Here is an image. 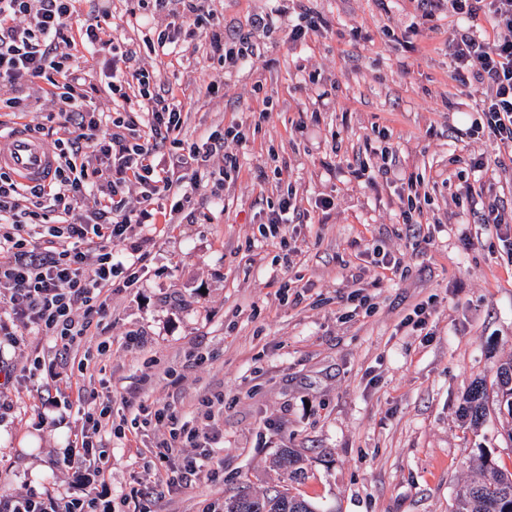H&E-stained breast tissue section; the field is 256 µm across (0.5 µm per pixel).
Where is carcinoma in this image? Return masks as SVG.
Instances as JSON below:
<instances>
[{
	"label": "carcinoma",
	"instance_id": "1",
	"mask_svg": "<svg viewBox=\"0 0 512 512\" xmlns=\"http://www.w3.org/2000/svg\"><path fill=\"white\" fill-rule=\"evenodd\" d=\"M492 386L512 417V360L497 367ZM487 385L480 380L471 386L462 406V416L478 423L484 416ZM302 458L292 448H283L273 466L286 470L295 480L303 475ZM453 512H512V470L494 463L483 465L479 479L454 490ZM224 512H320V508L288 488L272 486L260 494L244 487L224 496Z\"/></svg>",
	"mask_w": 512,
	"mask_h": 512
}]
</instances>
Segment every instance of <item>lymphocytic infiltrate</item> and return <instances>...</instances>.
Instances as JSON below:
<instances>
[{"mask_svg":"<svg viewBox=\"0 0 512 512\" xmlns=\"http://www.w3.org/2000/svg\"><path fill=\"white\" fill-rule=\"evenodd\" d=\"M76 0H0V112L23 118L45 112L56 122L53 151L58 159L54 178L28 186L0 168V340L19 345L18 329L48 337L57 351L90 335L112 286L137 285V271L114 259L128 225L156 221V200H170L171 210L188 206L197 181L174 187L161 167V150L184 152L204 166L223 153L227 142L246 143L241 125L210 131L203 144L179 139L182 109L172 92L150 73L135 68L132 50L118 51L101 24L82 26V40L98 55H111L107 87L110 110L88 102L86 80L75 56L68 53ZM182 22L155 30L146 44L153 52L173 53L180 42L206 40L217 65L251 58L256 50L252 31L225 35L204 8L205 0H181ZM422 20L436 10L467 19L448 42L450 77L485 90L479 121L467 135L488 134L512 150V0H420ZM44 84L56 108L45 111L31 88ZM143 188L138 208L127 206L133 185ZM53 407L76 409L82 426L65 448L63 462L72 480L59 493L37 496L1 493L0 512H112L101 492L106 440L139 434L154 423L165 425L168 438L159 444L160 460L182 448H206L209 429L182 419L175 408L139 406L131 421H114L109 403L80 388L74 399H52Z\"/></svg>","mask_w":512,"mask_h":512,"instance_id":"lymphocytic-infiltrate-1","label":"lymphocytic infiltrate"}]
</instances>
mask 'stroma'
<instances>
[{"mask_svg": "<svg viewBox=\"0 0 512 512\" xmlns=\"http://www.w3.org/2000/svg\"><path fill=\"white\" fill-rule=\"evenodd\" d=\"M135 6L108 0L111 34L140 44L139 65L172 89L182 139L199 143L232 124L249 127V139L229 147L240 170L221 199L201 190L160 223L130 226L114 255L137 262L139 282L112 290L104 332L58 365V386L20 376L0 386L9 405L0 412V490L40 494L71 481L59 460L78 416L47 401L79 383L129 419L138 405L169 404L199 422L200 400L224 396L209 462L172 492L157 473L199 449L162 463L161 426L112 441L105 479L116 512H203L240 487L276 485L324 512H453V490L477 474L481 456L512 469L506 405L490 397L476 424L459 415L472 384L512 358V239L470 211L492 193L512 207V169L477 174L448 162L498 151L485 135L448 137L471 125L484 98L448 76L455 17L443 8L418 23L417 0H290L267 33L251 20L275 0H208L215 22L252 30L259 47L222 73L202 38L170 55L145 48L153 28L177 20L180 0L146 24L130 21ZM306 12L321 26L289 46L287 27ZM214 81L218 93L205 94ZM381 130L395 162L371 183L358 171L381 165ZM411 179L432 198L418 240L398 217L397 191ZM460 184L471 200H456ZM287 188L305 217L289 228L295 248L285 263L260 226ZM323 197L331 209L316 207ZM382 253L401 259L406 275H384ZM360 291L372 308L351 301ZM422 306L429 317L418 329L409 320ZM132 335L140 346L127 345ZM103 340L108 351L78 372L84 349ZM282 448L302 453L301 482L271 466Z\"/></svg>", "mask_w": 512, "mask_h": 512, "instance_id": "1", "label": "stroma"}]
</instances>
